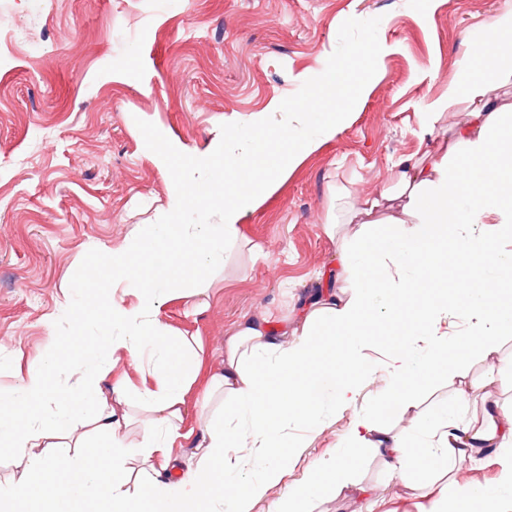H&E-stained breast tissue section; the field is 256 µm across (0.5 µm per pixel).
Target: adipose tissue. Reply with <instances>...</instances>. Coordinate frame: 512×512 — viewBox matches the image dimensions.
Listing matches in <instances>:
<instances>
[{
    "label": "adipose tissue",
    "instance_id": "adipose-tissue-1",
    "mask_svg": "<svg viewBox=\"0 0 512 512\" xmlns=\"http://www.w3.org/2000/svg\"><path fill=\"white\" fill-rule=\"evenodd\" d=\"M512 71V11L491 23L460 67L457 82L433 101L420 138L432 136L443 112L470 106L447 147L429 145L416 160L395 163L393 189L408 192L401 218L373 228L368 217L391 197L366 199V216L351 239L337 243L336 269L327 287L304 299L301 325L267 313L245 316L225 341L219 369L201 392L200 406L218 405L222 419L195 441V461L176 465L171 447L181 438L185 392L200 359L190 341H173L159 318V303L178 282L168 269L166 223L139 225L125 251L113 259L83 256L87 284L104 275L136 289L138 300L106 311L91 303L71 310V333L47 343L8 396H0V451L25 455L18 480L0 483V512H249L250 502L278 483L285 464L305 441L295 430L320 431L337 413L353 411L339 451L273 503L270 512H305L328 489L352 486L355 449H369L393 474H406L417 454L425 477L448 473L459 461L495 448L509 466L498 486L460 488L454 500H434L430 512H505L512 502V401H487L483 383L469 391L482 411L454 423L434 405L426 413L430 438L416 452L388 428L357 413L362 385L374 372L367 356L372 338L393 337L387 356L389 406L408 411L438 374L459 375L474 358L491 357L500 336L512 334V249L490 252L512 240V121L489 97L488 73ZM469 316L467 331L449 338L442 329L449 307ZM99 317L107 335L88 339L87 316ZM154 363L153 382L139 393L152 418L141 446L150 464L133 473L120 458L124 442L104 392L113 355ZM98 434L92 454L78 420Z\"/></svg>",
    "mask_w": 512,
    "mask_h": 512
}]
</instances>
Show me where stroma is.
<instances>
[{
    "instance_id": "35a3bbf8",
    "label": "stroma",
    "mask_w": 512,
    "mask_h": 512,
    "mask_svg": "<svg viewBox=\"0 0 512 512\" xmlns=\"http://www.w3.org/2000/svg\"><path fill=\"white\" fill-rule=\"evenodd\" d=\"M512 0H0V392H11L54 336L69 329L70 306L95 294L126 306L134 289L106 277L86 290L82 256L119 252L136 225L154 223L176 198L171 176L136 126L152 122L180 151L216 148L225 118L250 117L321 74L350 18H379L380 43L394 50L369 96L336 137L280 180L239 227V239L207 284L208 305L194 312L184 291L169 293L160 318L173 338H196L202 360L196 386L217 366L216 352L241 317H289L298 298L323 288L335 239L353 236L351 214L388 186L395 162L418 157L421 114L455 80L475 35ZM340 220L335 239L324 224ZM390 338L370 354L378 369L356 412L373 414L392 434L415 441L422 409L403 413L380 401ZM512 363V334L492 357L462 376L435 378L427 400L451 419L480 413L461 406L463 384ZM124 382L111 401L129 425L118 434L138 465L136 447L150 419L135 392L151 367L124 353L106 385ZM353 412V413H356ZM353 413L309 436L283 479L250 504L269 512L288 488L333 456ZM499 452L455 465L457 487L497 485ZM355 482L377 489L376 512H425L440 486L417 474L390 475L381 458L359 454Z\"/></svg>"
}]
</instances>
